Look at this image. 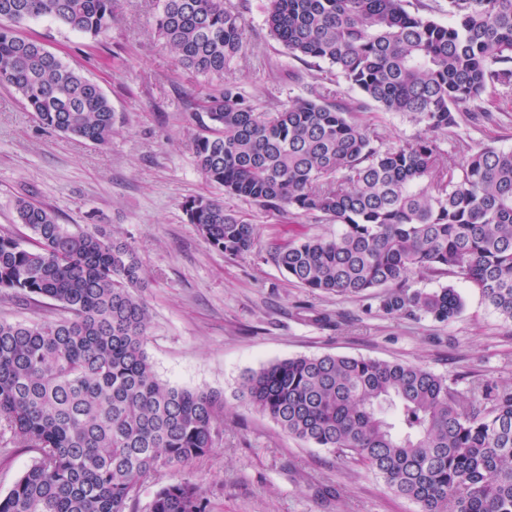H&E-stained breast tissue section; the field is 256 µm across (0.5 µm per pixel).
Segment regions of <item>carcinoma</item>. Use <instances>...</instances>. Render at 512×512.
Returning <instances> with one entry per match:
<instances>
[{"instance_id": "1", "label": "carcinoma", "mask_w": 512, "mask_h": 512, "mask_svg": "<svg viewBox=\"0 0 512 512\" xmlns=\"http://www.w3.org/2000/svg\"><path fill=\"white\" fill-rule=\"evenodd\" d=\"M119 0H0V20L49 17L91 38ZM155 34L178 62L211 81L198 107L209 124L192 142L197 170L224 193L278 215L339 225L298 235L274 259L313 293L372 296L393 316L448 323L456 289L411 290L415 273L453 275L512 322V151L458 144L454 128L487 87L512 94V0H448L451 22L408 0H269V35L300 60L329 65L361 98L307 96L258 109L224 70L247 46L224 0H160ZM0 84L42 127L105 146L112 104L93 80L42 44L0 26ZM372 101L428 135L382 147L353 120ZM462 159L442 161L437 135ZM30 247L0 234V288L64 314L0 319V434L34 454L0 495V512H127L162 467L207 454L224 428L216 394L157 379L145 350L149 310L142 264L96 227L72 231L55 213L16 200ZM187 221L228 256L255 231L224 202L197 196ZM239 397L280 430L379 477L419 512H512V388L485 379L459 397L423 367L363 357L297 356L247 372ZM150 512H205L197 485L160 487Z\"/></svg>"}]
</instances>
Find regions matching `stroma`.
Here are the masks:
<instances>
[{
    "mask_svg": "<svg viewBox=\"0 0 512 512\" xmlns=\"http://www.w3.org/2000/svg\"><path fill=\"white\" fill-rule=\"evenodd\" d=\"M156 0H121L98 38L45 17L18 25L87 78L112 103L114 131L99 147L43 128L11 87L0 85V234L31 245L19 223L18 196L51 208L69 227L97 225L137 253L151 323L146 352L170 384L214 391L224 399V429L212 451L184 472L198 484L207 512H417L365 468L284 435L237 397L247 371L296 356L345 355L413 363L444 375L459 394L486 378L512 387V322L479 290L448 276L413 275L410 288L455 285L464 301L450 323L384 315L368 296L313 294L273 259L294 231L332 235L311 215L279 217L236 197L227 209L247 215L256 242L229 257L207 245L184 211L186 200L218 196L197 170L192 141L201 133L196 99L210 81L181 66L154 33ZM248 28V49L224 72L258 107L303 96L322 65L289 56L263 26L267 0H224ZM491 122L463 120L471 146L512 150V95L487 89ZM383 142L415 139L423 127L375 103L355 113Z\"/></svg>",
    "mask_w": 512,
    "mask_h": 512,
    "instance_id": "1",
    "label": "stroma"
}]
</instances>
